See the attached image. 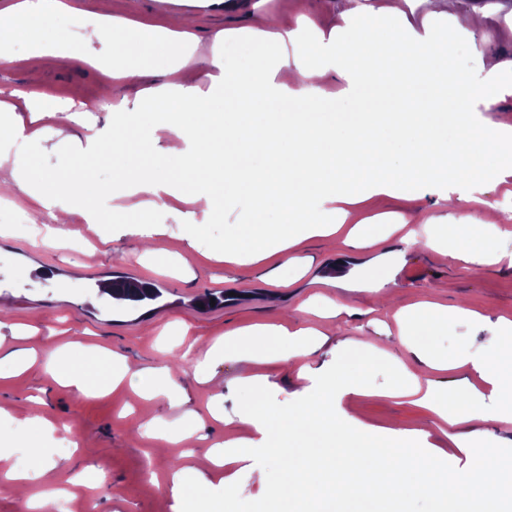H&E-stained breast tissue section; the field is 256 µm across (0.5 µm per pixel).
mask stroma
<instances>
[{"mask_svg":"<svg viewBox=\"0 0 512 512\" xmlns=\"http://www.w3.org/2000/svg\"><path fill=\"white\" fill-rule=\"evenodd\" d=\"M226 10L210 0H77L81 21L54 25L44 33L41 49H34L24 36L12 41L13 61L0 67V101L11 103L15 113L29 119L26 94L35 93L65 109L84 104L88 127L69 121L43 118L46 126L67 129L68 140L40 138L15 147L0 146V207L22 212L27 226L0 222V358L25 347L35 350L36 364L21 374L0 373V404L11 406L16 420L42 416L56 426L69 427L71 443L54 435L35 439L37 450L12 451L18 469L30 476L32 488L73 475L84 468L102 471L101 490L69 484L68 496L56 501L51 512H172L174 499L159 488L169 466L190 464L207 481L209 495L229 498L232 512H267L268 483L276 465L265 453L255 451L233 465L230 481H223L205 458L207 450L228 437L249 440L251 431L241 425L225 428L224 417L234 415L247 392L236 379L239 365L221 359L204 369L202 376L186 372L179 378L190 405L200 415L197 423L182 420L167 400L140 398L124 385L94 399L75 397L52 383L49 367L60 355L81 359V350H113L125 355L132 369L160 367L173 362L197 337L217 339L241 329L266 323L293 327L295 321L321 330L326 340L311 358L313 367L339 370L359 376L363 394L353 396L349 411L362 425L377 429L397 427L429 431L432 446L444 448L448 439L425 407L405 399L384 397L396 382L394 363L372 350L373 342H395L399 361L412 358L398 335L401 309L420 300L447 307L464 306L479 311L490 322L512 320V263L501 262L483 270L430 250L405 245L400 235L386 237L374 247L359 241L343 243L336 238L312 237L297 248L298 267L282 269L276 256L254 263L232 264L213 259L214 251L230 242L243 225L255 220L252 197L241 186H225L223 176L201 181L190 174L176 187L186 193L204 188L213 192L215 210L195 243L185 238L189 224L199 220L198 210L180 205L173 210H152L150 237L133 234L140 222L138 197L124 195L129 172L104 149L89 150L90 128L112 121L111 102L125 100L141 113L145 134L131 147L138 165L163 160L168 141L148 113L139 88L154 83V76L141 85L104 88L100 74L78 61V54L105 56L113 52L146 53L152 67L168 68L169 51L148 49L128 40L103 45L92 39V19L100 13L164 27L175 18L194 22L197 52H210L214 35L227 28L257 26L261 15L273 13L288 25L300 17L331 25L339 10L338 0H266L254 8V0H236ZM451 13L465 17L487 11L486 26L477 43L486 64L512 59V0H448ZM22 152L26 162L24 188L11 178L10 159ZM80 163L71 180L79 195L94 197L101 186L112 187L107 223H87L81 213L69 221L70 239L60 244L51 232L55 222L50 210L35 201L45 176L62 171L64 159ZM491 196L498 203L486 218L495 225L494 244L512 253V190L495 186ZM389 211L416 213L418 234L429 235L430 215L440 214L432 198L412 202L395 197H375L363 208L366 216ZM115 276H132L155 282L161 296L154 301L116 303L102 294L100 286ZM391 292L390 304H382L373 284ZM234 293V300L209 311L196 307L204 292ZM488 335L486 325L459 322L432 340L442 354L453 355L467 346L480 351ZM364 341L363 349L337 354L340 342ZM397 360V361H398ZM256 373L271 383V394L285 410H293L294 394L304 385L286 363L271 361L256 366ZM222 419H215V412ZM194 428L199 438L190 444L167 445L160 433Z\"/></svg>","mask_w":512,"mask_h":512,"instance_id":"1","label":"stroma"}]
</instances>
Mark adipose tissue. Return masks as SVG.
Wrapping results in <instances>:
<instances>
[{
	"label": "adipose tissue",
	"mask_w": 512,
	"mask_h": 512,
	"mask_svg": "<svg viewBox=\"0 0 512 512\" xmlns=\"http://www.w3.org/2000/svg\"><path fill=\"white\" fill-rule=\"evenodd\" d=\"M410 5L411 0H341L336 23L328 28L308 19L288 27L269 14L260 26L218 32L205 58L197 53L196 36L175 26L149 27L104 14L95 36L104 42L133 37L172 53L165 80L143 95L151 100L156 123L167 133L168 152L181 171L233 170L236 183L251 192L259 216L267 198L282 199L280 223L246 225L232 247L224 249L225 260L258 261L275 254L283 266H295L304 239L336 235L347 224L365 228L372 243L377 234L365 227L363 203L379 195L415 201L427 193L441 207L460 212L450 230L427 237V247L478 268L500 263L504 254L492 244L481 213L495 206L491 186L512 178V126L481 116L474 105L479 102L488 109L512 97V60L488 66L476 51L472 71L457 72L456 50L462 44L476 46L479 17L453 15L446 0H433L428 14L416 22L407 13ZM58 14L77 18L82 11L64 0H18L10 28L33 36ZM239 38L252 43L255 55L254 64L243 70L224 62L225 43ZM84 61L97 66L108 87L137 83L148 69L146 59L123 53L101 63L91 55ZM199 70L205 73L201 82L192 78ZM417 83L427 84V91L411 94ZM379 85L396 87L400 102L384 99L371 109L357 107L344 113L335 128L313 125L309 106L333 96L354 100L360 88ZM230 88L237 93L240 116L228 124L207 102ZM286 99L305 104V111H280L277 104ZM263 102L268 105L266 127L279 137L275 146L243 118ZM186 106L195 114L190 126L178 114ZM112 111L111 125L97 130L95 138L109 154L130 159L131 139L140 126L122 102H113ZM437 118L456 129L454 143L435 132ZM116 127L121 137H113ZM386 130L410 142L404 159L389 157L382 137ZM229 143L242 146L247 154L268 157V164L261 169L230 168L225 150ZM488 157L493 166L485 165ZM479 319L466 308L417 303L405 318L403 332L421 369L398 367V384L388 392L389 397L428 407L447 424L448 440L464 457V466L447 464L445 453L427 447L429 434L424 430L390 429L381 438L352 437L342 428L350 419L345 402L362 392V385L312 368L309 358L323 345L324 334L278 324L253 326L224 340L199 337L190 344L196 368L232 356L243 366L239 385L259 395L242 403L234 416L235 423L254 431V439L216 444L208 459L220 471L242 461L245 450H262L277 463L270 498L276 504L292 503V512H302L308 493L316 489L335 498H371L380 504L428 495L456 502L459 512H469L474 502L478 512H512V478L502 477L490 464L485 430L487 423L512 420V322L498 320L481 352L465 347L448 358L431 343L448 325ZM268 360L293 364L305 382L292 414H284L268 399V382L251 373L253 366ZM456 369L479 376L483 385L467 388L452 407L447 391L436 388L432 375ZM105 374L110 387L132 376L142 397L165 396L185 418L197 416L188 408L171 367L134 372L115 352L104 361L92 352L77 362L61 359L55 380L73 395L88 397ZM285 431L309 439L319 456L315 471L293 464L295 452L281 437ZM166 485L174 499L183 501L186 512H223V504L209 500L197 484L193 469L172 468Z\"/></svg>",
	"instance_id": "ef3b65f1"
}]
</instances>
